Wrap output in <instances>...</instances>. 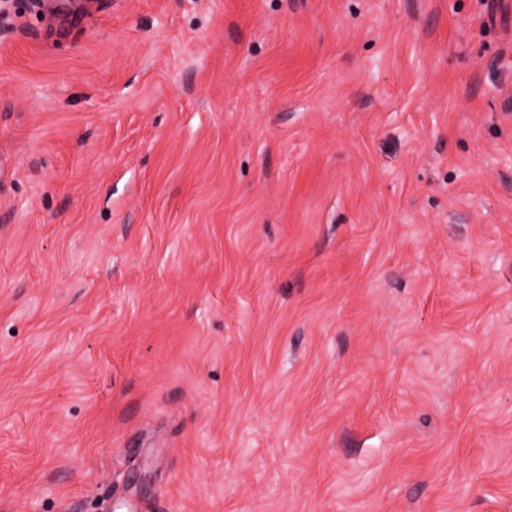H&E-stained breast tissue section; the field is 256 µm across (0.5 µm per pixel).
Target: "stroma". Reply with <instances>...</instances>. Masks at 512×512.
<instances>
[{"mask_svg": "<svg viewBox=\"0 0 512 512\" xmlns=\"http://www.w3.org/2000/svg\"><path fill=\"white\" fill-rule=\"evenodd\" d=\"M512 512V0H0V512Z\"/></svg>", "mask_w": 512, "mask_h": 512, "instance_id": "obj_1", "label": "stroma"}]
</instances>
